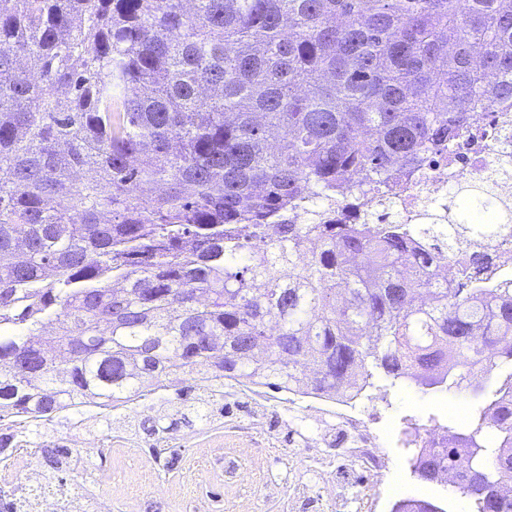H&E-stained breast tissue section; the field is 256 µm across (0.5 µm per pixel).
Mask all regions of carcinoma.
I'll return each mask as SVG.
<instances>
[{
  "instance_id": "cac0c4a2",
  "label": "carcinoma",
  "mask_w": 512,
  "mask_h": 512,
  "mask_svg": "<svg viewBox=\"0 0 512 512\" xmlns=\"http://www.w3.org/2000/svg\"><path fill=\"white\" fill-rule=\"evenodd\" d=\"M511 99L512 0H0V412L109 413L193 374L492 386L411 467L472 469L471 512H512V259L473 218L493 196L455 223H322L342 186L414 172Z\"/></svg>"
}]
</instances>
